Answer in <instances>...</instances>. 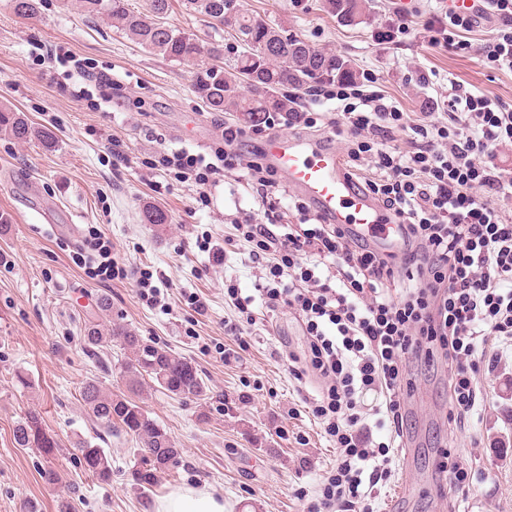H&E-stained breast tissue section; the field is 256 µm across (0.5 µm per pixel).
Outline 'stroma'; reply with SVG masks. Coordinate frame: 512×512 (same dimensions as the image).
<instances>
[{"instance_id":"stroma-1","label":"stroma","mask_w":512,"mask_h":512,"mask_svg":"<svg viewBox=\"0 0 512 512\" xmlns=\"http://www.w3.org/2000/svg\"><path fill=\"white\" fill-rule=\"evenodd\" d=\"M420 9L419 0H370L361 23L343 24L325 0H244L273 26L349 60L358 74L376 79L408 112H432L448 82L512 99V74L489 69L477 52L431 47L422 26L393 42L376 34L394 5ZM111 76L114 85L97 83ZM21 110L34 126L51 128L55 147L0 136V512H58L61 499L74 512H155L178 487L204 488L224 498L225 512H303L323 475L336 464V447L304 400L316 393L296 380L278 358L283 344L303 352L304 327L288 308L255 305L250 345L237 351L224 334L236 316L228 286L252 293L256 269L244 265L248 247L234 238L235 224L262 220L260 197L243 171L224 175L207 191L173 171L152 168L160 153L189 149L213 158L219 121L192 89V68L149 54L102 19L63 0H43L25 20L0 0V102ZM164 208L170 221L148 224L146 205ZM39 209L55 219L35 218ZM109 237L128 269L162 276L165 304L139 301L127 280L99 282L71 255L88 227ZM225 242L215 263L205 244ZM197 294L208 313L196 315L186 298ZM108 297L111 310L98 314ZM134 328L144 339L192 360L210 387L208 403L151 390L143 406L183 450L177 467L160 474L149 497L133 489L129 472L140 459L139 441L105 434L81 400L83 383L122 391L114 369L127 355L120 345L88 353L81 341L89 317ZM233 350L223 358V350ZM486 410L471 427L449 423L443 372L416 378L409 418L380 512H512V354L496 359L482 380ZM38 410L60 448L58 485L39 475L35 449L16 447L13 431ZM469 474L468 494H439L435 458L443 441ZM88 441L112 456V479L98 483L79 460Z\"/></svg>"}]
</instances>
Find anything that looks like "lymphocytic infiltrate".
I'll return each instance as SVG.
<instances>
[{
	"label": "lymphocytic infiltrate",
	"mask_w": 512,
	"mask_h": 512,
	"mask_svg": "<svg viewBox=\"0 0 512 512\" xmlns=\"http://www.w3.org/2000/svg\"><path fill=\"white\" fill-rule=\"evenodd\" d=\"M484 18L495 23L484 62L512 73V0L437 6L426 22L430 43L468 50ZM331 100L335 112L316 111ZM447 107L444 116L417 118L384 90L326 83L311 90L309 103L252 130L224 124L215 162L183 148L158 160L203 188L223 172L247 170L263 202L264 223L236 230L252 246L248 262L264 274L254 293L228 287L237 318L225 321L224 333L246 348L258 299L288 308L304 326L303 355L284 359L295 377L319 381L305 404L336 444V466L307 512H375L378 486L392 475L391 450L404 436L410 365H446L449 417L462 424L483 410L482 372L494 346H512V214L504 208L512 201V172L493 162L497 149L512 145V101L455 82ZM279 125L297 133L323 129L328 141L343 144L348 177L399 219L398 254L351 225L328 223L301 200L292 208L308 227L289 232L274 195L277 172L246 140ZM73 260L90 278L133 280L146 306L161 301L152 273L126 269L98 230H89ZM370 423L387 431V441L363 438Z\"/></svg>",
	"instance_id": "obj_1"
}]
</instances>
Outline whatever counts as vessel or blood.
I'll use <instances>...</instances> for the list:
<instances>
[{
	"instance_id": "vessel-or-blood-1",
	"label": "vessel or blood",
	"mask_w": 512,
	"mask_h": 512,
	"mask_svg": "<svg viewBox=\"0 0 512 512\" xmlns=\"http://www.w3.org/2000/svg\"><path fill=\"white\" fill-rule=\"evenodd\" d=\"M263 150L267 161L331 222L360 227L376 235L388 251H395L392 216L353 186L333 149L306 138L275 136Z\"/></svg>"
}]
</instances>
